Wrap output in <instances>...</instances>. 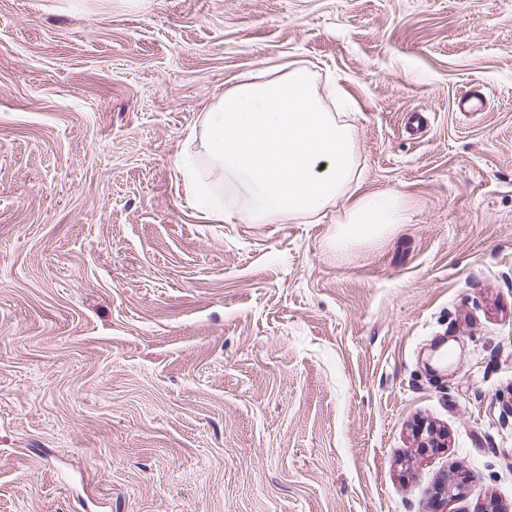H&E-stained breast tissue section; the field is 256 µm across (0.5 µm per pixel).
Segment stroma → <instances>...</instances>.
<instances>
[{"mask_svg":"<svg viewBox=\"0 0 512 512\" xmlns=\"http://www.w3.org/2000/svg\"><path fill=\"white\" fill-rule=\"evenodd\" d=\"M294 61L409 203L346 256L185 193L204 105ZM444 478L512 512V0H0V512H432ZM487 98L484 90L476 86L468 87L461 92L457 99V108L460 112L473 114L481 111L484 100Z\"/></svg>","mask_w":512,"mask_h":512,"instance_id":"1","label":"stroma"}]
</instances>
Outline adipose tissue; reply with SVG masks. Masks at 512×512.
I'll use <instances>...</instances> for the list:
<instances>
[{"instance_id":"1","label":"adipose tissue","mask_w":512,"mask_h":512,"mask_svg":"<svg viewBox=\"0 0 512 512\" xmlns=\"http://www.w3.org/2000/svg\"><path fill=\"white\" fill-rule=\"evenodd\" d=\"M346 108L335 90L320 94L315 72L301 64L242 76L185 137L188 190L202 209L246 224H320L335 214L332 245L341 253L384 239L408 223V201L394 190L360 191ZM200 161L237 189V210H222L213 183L196 177Z\"/></svg>"}]
</instances>
